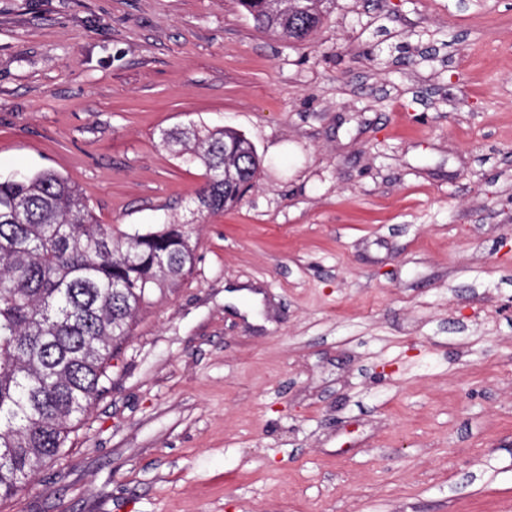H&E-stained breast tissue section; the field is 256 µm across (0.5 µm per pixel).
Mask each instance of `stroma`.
Segmentation results:
<instances>
[{
	"mask_svg": "<svg viewBox=\"0 0 512 512\" xmlns=\"http://www.w3.org/2000/svg\"><path fill=\"white\" fill-rule=\"evenodd\" d=\"M244 134L232 208L160 133ZM188 223L59 461L0 512H512V0H0V178ZM305 1V13L285 18L281 15L268 14L265 0H238L239 5L252 17L257 28L280 32L296 41H303L318 27L324 18L323 4L325 0Z\"/></svg>",
	"mask_w": 512,
	"mask_h": 512,
	"instance_id": "35a3bbf8",
	"label": "stroma"
}]
</instances>
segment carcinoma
Wrapping results in <instances>:
<instances>
[{
    "label": "carcinoma",
    "mask_w": 512,
    "mask_h": 512,
    "mask_svg": "<svg viewBox=\"0 0 512 512\" xmlns=\"http://www.w3.org/2000/svg\"><path fill=\"white\" fill-rule=\"evenodd\" d=\"M257 28L303 41L324 18L269 14L265 0H238ZM163 142L204 185L198 216L236 205L260 159L224 127L167 130ZM196 245L179 223L146 232L102 224L81 191L43 171L0 180V502L17 496L60 457L89 406L109 390L110 362L150 297L188 275Z\"/></svg>",
    "instance_id": "1"
}]
</instances>
